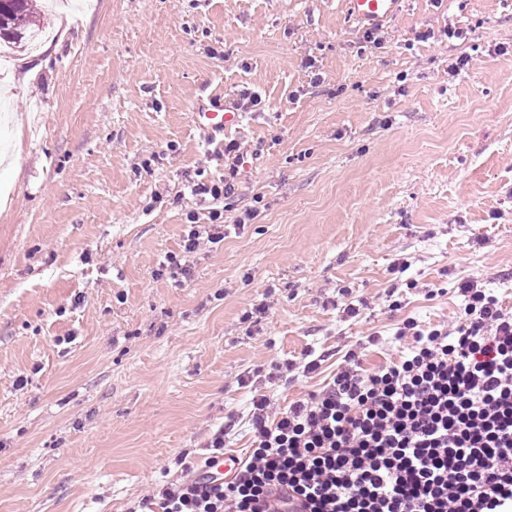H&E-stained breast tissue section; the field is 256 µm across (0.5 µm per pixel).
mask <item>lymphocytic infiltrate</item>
<instances>
[{
  "label": "lymphocytic infiltrate",
  "instance_id": "f902f5d3",
  "mask_svg": "<svg viewBox=\"0 0 512 512\" xmlns=\"http://www.w3.org/2000/svg\"><path fill=\"white\" fill-rule=\"evenodd\" d=\"M492 281L459 284L456 324L404 319L395 360L254 399L236 471L164 487L162 512H512V307Z\"/></svg>",
  "mask_w": 512,
  "mask_h": 512
}]
</instances>
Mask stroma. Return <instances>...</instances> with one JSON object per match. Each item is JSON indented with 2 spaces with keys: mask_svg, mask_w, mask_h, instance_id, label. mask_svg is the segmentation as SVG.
<instances>
[{
  "mask_svg": "<svg viewBox=\"0 0 512 512\" xmlns=\"http://www.w3.org/2000/svg\"><path fill=\"white\" fill-rule=\"evenodd\" d=\"M45 19L0 69V512H132L226 423L246 454L253 397L396 358L405 318L455 323L461 281L495 272L512 305V0H401L377 46L347 0ZM216 99L241 124L194 125ZM231 142L251 172L195 195ZM214 211L223 239L186 252Z\"/></svg>",
  "mask_w": 512,
  "mask_h": 512,
  "instance_id": "1",
  "label": "stroma"
}]
</instances>
